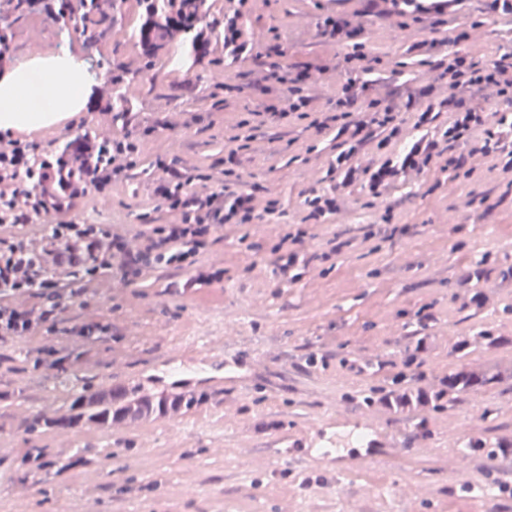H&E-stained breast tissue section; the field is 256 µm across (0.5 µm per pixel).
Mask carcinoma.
I'll return each instance as SVG.
<instances>
[{
	"mask_svg": "<svg viewBox=\"0 0 512 512\" xmlns=\"http://www.w3.org/2000/svg\"><path fill=\"white\" fill-rule=\"evenodd\" d=\"M138 6L146 22L133 30V37L142 43L150 44V49L145 55L146 61L142 68L134 72L130 78L127 79L122 74L116 76L119 86L112 90V111L115 121L126 120L131 104V99L127 95L128 86L135 83L142 87L151 79L154 57L159 50L169 44L180 42L189 44L193 52H198L195 41L190 38L192 28L201 22V19L196 17L195 0H138ZM118 8V0H77V3L68 5V11L61 14V17L80 15V25L74 28V35L97 40L106 36L112 29V18ZM495 380L494 375H477L462 366L448 373L445 385L448 386L450 395L476 393ZM199 401L200 397L193 394L159 398L132 397L124 390L110 389L89 395L80 394L72 403V409L76 410V413L44 421L36 419L31 423V428L35 429L42 423L73 427L83 421L110 425L127 416L136 419L144 415H163L170 410L190 409ZM44 457V449L28 448L21 457V463L25 466L44 467L49 465Z\"/></svg>",
	"mask_w": 512,
	"mask_h": 512,
	"instance_id": "carcinoma-1",
	"label": "carcinoma"
}]
</instances>
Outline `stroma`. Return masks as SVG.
Here are the masks:
<instances>
[{"mask_svg": "<svg viewBox=\"0 0 512 512\" xmlns=\"http://www.w3.org/2000/svg\"><path fill=\"white\" fill-rule=\"evenodd\" d=\"M212 3L216 33L207 56L187 68L161 53L157 86L142 90L127 124L86 108L30 137L59 147L70 126L115 137L154 126L127 178L71 209L84 224L133 236L145 229L143 214L169 222L153 195L156 157L216 176L225 147L243 138L249 147L228 188L255 186L258 206L275 199L278 210L262 223L227 225L209 237L201 264L223 271V280L187 291L189 272L165 265L131 285L113 277L65 299L62 331L0 342V512H12L17 495L28 497L29 512H512V455L499 450L512 443V345L489 348L476 338L487 328L512 336V173L477 155L471 177L449 176L436 164L393 187L383 203L352 187L336 214L304 223L301 277L283 279L272 247L288 225L303 223L309 191L329 190L337 140L304 119L261 124L259 114L275 96L249 89L251 63L224 54V14L233 0ZM362 9L361 0H249L242 38L257 49L279 40L281 65L324 66L314 93L325 107L340 90L334 65L351 48L322 39L317 25L327 12L356 19ZM457 26L470 29L461 47L479 59L512 50V16L485 20L481 0H462L437 32L419 24L413 32L444 41ZM12 32L19 62L30 57L34 40L57 53L72 50L101 71L112 62L132 72L144 61L136 39L107 36L87 45L42 15L15 21ZM367 34L380 70L400 83H424L429 58L412 50V40H393L384 22L368 23ZM388 205L407 234L386 230ZM334 238L345 246L325 256ZM92 320L111 324V335L90 342L68 334ZM464 339L470 345L460 358L455 349ZM206 344L242 360V379L217 390L209 371L194 373L190 390L204 400L191 410L122 430L28 428L32 417L67 414L82 389L129 385L155 372L167 353L195 359ZM45 346L63 357L61 368L36 366ZM411 354L418 375L404 385L413 390L439 387L461 365L499 379L438 408L396 412L380 398ZM372 411L398 443L389 455L331 474L275 452L276 440L302 436L310 417L353 420ZM471 436L486 438L484 452H466ZM26 448L73 465L59 473L18 468Z\"/></svg>", "mask_w": 512, "mask_h": 512, "instance_id": "1", "label": "stroma"}]
</instances>
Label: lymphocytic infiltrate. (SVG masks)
Returning a JSON list of instances; mask_svg holds the SVG:
<instances>
[{
    "mask_svg": "<svg viewBox=\"0 0 512 512\" xmlns=\"http://www.w3.org/2000/svg\"><path fill=\"white\" fill-rule=\"evenodd\" d=\"M458 3L366 0L361 22L328 15L322 36L351 43L354 66L323 119L313 117L319 111L313 94L318 66L304 65L287 77L270 69L263 72L261 83L285 87L284 97L268 108L271 119L309 116L319 131L336 124L343 139L328 169L334 181L331 192L304 199L308 218L335 213L338 196L355 185L366 188L373 198H383L396 184L423 173L442 157L449 173H456L468 158L453 153V145L468 142L478 130L484 133L481 155L507 154L504 169L512 173L511 51L488 61L456 51L445 54L434 66V82L408 93L402 104L389 92L367 95L377 69L367 51L365 20H384L390 27L404 29L409 22L425 18L444 21ZM441 84L446 85L447 95H438ZM404 110L415 117L416 133L410 137L403 134ZM445 112L450 120L441 129L437 121ZM399 138L404 141L401 154L380 159V151ZM138 151V145L125 137L103 140L83 134L63 149L41 154L27 137L0 133V341L54 331L64 288L51 278V271H64L87 288L115 272L125 283H134L162 262L195 270L215 227L252 224L276 211L272 200L257 209L254 190L228 194L220 188H201L161 161L154 193L175 220L154 225L149 234L141 235L139 248H130L127 235L111 225L71 220L50 225L43 238L26 236L28 224L43 212L59 209L61 202L74 205L90 193H105L115 178L133 168ZM19 296L34 298V305H16Z\"/></svg>",
    "mask_w": 512,
    "mask_h": 512,
    "instance_id": "obj_1",
    "label": "lymphocytic infiltrate"
}]
</instances>
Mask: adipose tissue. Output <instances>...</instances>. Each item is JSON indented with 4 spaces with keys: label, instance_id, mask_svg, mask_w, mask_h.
I'll return each instance as SVG.
<instances>
[{
    "label": "adipose tissue",
    "instance_id": "ef3b65f1",
    "mask_svg": "<svg viewBox=\"0 0 512 512\" xmlns=\"http://www.w3.org/2000/svg\"><path fill=\"white\" fill-rule=\"evenodd\" d=\"M93 86L70 56L25 61L0 76V129H36L82 112Z\"/></svg>",
    "mask_w": 512,
    "mask_h": 512
}]
</instances>
